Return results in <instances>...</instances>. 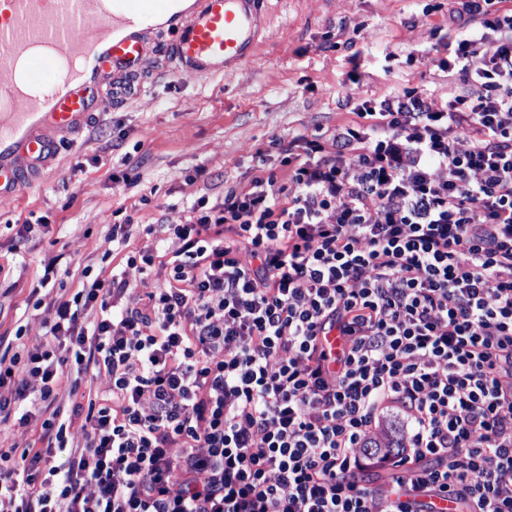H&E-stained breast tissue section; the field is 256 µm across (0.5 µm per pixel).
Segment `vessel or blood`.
I'll return each mask as SVG.
<instances>
[{
  "instance_id": "b4317fda",
  "label": "vessel or blood",
  "mask_w": 512,
  "mask_h": 512,
  "mask_svg": "<svg viewBox=\"0 0 512 512\" xmlns=\"http://www.w3.org/2000/svg\"><path fill=\"white\" fill-rule=\"evenodd\" d=\"M264 0H0V115L26 124L0 138V197L23 192L54 157L56 132L79 135L98 77L129 74L144 59V36L165 24L178 73L230 78L252 59Z\"/></svg>"
}]
</instances>
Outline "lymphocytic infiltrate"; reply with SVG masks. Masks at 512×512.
<instances>
[{"mask_svg":"<svg viewBox=\"0 0 512 512\" xmlns=\"http://www.w3.org/2000/svg\"><path fill=\"white\" fill-rule=\"evenodd\" d=\"M448 12L469 24L433 64L461 91L358 99L278 142L287 182L113 225L175 239L127 255L163 288L102 272L48 299V260L43 343L0 336V425L40 423L0 448V512H416L410 489L512 512V0ZM388 413L400 447L364 451ZM37 438L38 434L33 427L21 428L10 422L0 433V444L2 448H33L39 445Z\"/></svg>","mask_w":512,"mask_h":512,"instance_id":"lymphocytic-infiltrate-1","label":"lymphocytic infiltrate"}]
</instances>
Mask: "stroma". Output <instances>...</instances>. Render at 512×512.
<instances>
[{"instance_id": "stroma-1", "label": "stroma", "mask_w": 512, "mask_h": 512, "mask_svg": "<svg viewBox=\"0 0 512 512\" xmlns=\"http://www.w3.org/2000/svg\"><path fill=\"white\" fill-rule=\"evenodd\" d=\"M265 12L254 57L228 80L175 73L166 30L150 32L141 94L116 102L108 81H98L105 111L61 140L40 179L0 198L1 336L20 328L27 346L41 343L53 311L28 308L27 296L46 259L57 258L69 288H79L85 268L119 266L135 297L145 296L164 279L127 266L112 248V224L185 223L187 202L220 203L225 190L244 187L258 150L297 129L334 131L357 98L460 88L417 60L431 48L447 54L456 28L448 0H266ZM40 216L46 227L18 242L21 225Z\"/></svg>"}]
</instances>
